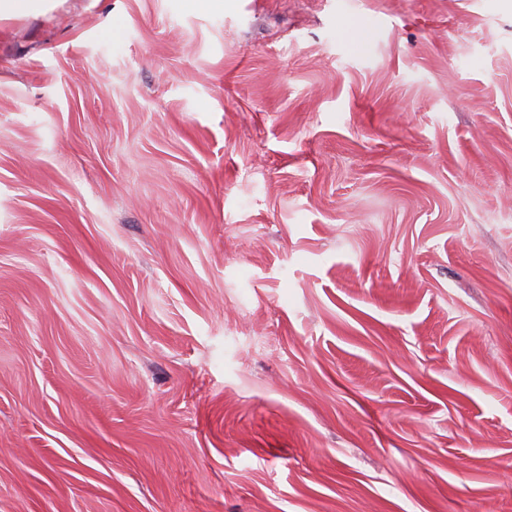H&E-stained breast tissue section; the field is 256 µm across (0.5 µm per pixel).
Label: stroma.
Wrapping results in <instances>:
<instances>
[{"label": "stroma", "instance_id": "stroma-1", "mask_svg": "<svg viewBox=\"0 0 512 512\" xmlns=\"http://www.w3.org/2000/svg\"><path fill=\"white\" fill-rule=\"evenodd\" d=\"M0 512H512V0L0 19Z\"/></svg>", "mask_w": 512, "mask_h": 512}]
</instances>
